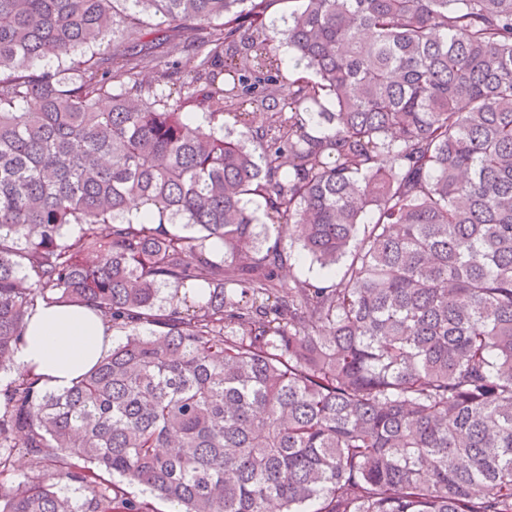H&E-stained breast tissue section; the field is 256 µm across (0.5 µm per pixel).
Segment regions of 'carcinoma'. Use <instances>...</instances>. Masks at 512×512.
<instances>
[{
	"instance_id": "carcinoma-1",
	"label": "carcinoma",
	"mask_w": 512,
	"mask_h": 512,
	"mask_svg": "<svg viewBox=\"0 0 512 512\" xmlns=\"http://www.w3.org/2000/svg\"><path fill=\"white\" fill-rule=\"evenodd\" d=\"M267 2L0 0V512H512V0ZM282 235V234H279ZM288 236L282 235V242L285 247V251L288 254V261L286 265V277L285 281L288 282V268L292 269L295 275L299 277H310L315 278L319 271V266L316 263H310V260L302 258V250L298 244H292L288 241ZM116 334L87 306L44 303L28 317L16 353L15 376L38 377L43 391L62 392L112 347Z\"/></svg>"
}]
</instances>
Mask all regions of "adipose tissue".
Instances as JSON below:
<instances>
[{"mask_svg": "<svg viewBox=\"0 0 512 512\" xmlns=\"http://www.w3.org/2000/svg\"><path fill=\"white\" fill-rule=\"evenodd\" d=\"M116 335L87 306L37 305L28 317L16 353V373L37 377L42 390L71 388L107 352Z\"/></svg>", "mask_w": 512, "mask_h": 512, "instance_id": "adipose-tissue-1", "label": "adipose tissue"}]
</instances>
